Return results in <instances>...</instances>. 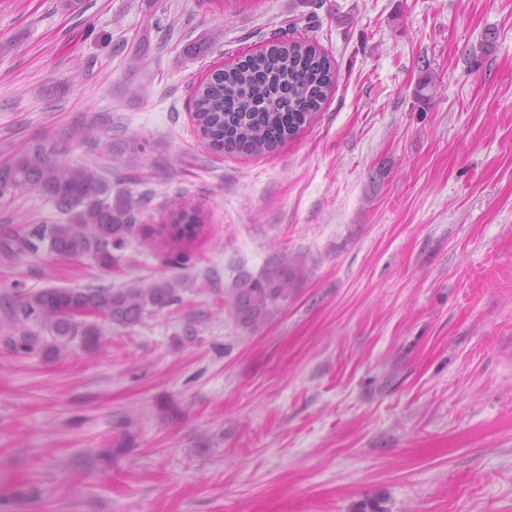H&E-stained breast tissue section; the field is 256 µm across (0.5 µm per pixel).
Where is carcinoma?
<instances>
[{
  "mask_svg": "<svg viewBox=\"0 0 512 512\" xmlns=\"http://www.w3.org/2000/svg\"><path fill=\"white\" fill-rule=\"evenodd\" d=\"M149 24H144L129 49L133 65L149 54ZM336 82L331 60L315 45L277 35L261 51L244 56L234 66L216 69L191 96L197 136L216 153L263 155L295 137L313 118ZM79 139L107 153L114 144L101 141L96 128L84 126ZM32 189L51 200L67 216L56 224H31L0 232V255L14 257L35 252L39 245L61 258L88 256L108 271L117 262L113 251L124 247L139 216L151 201L147 193L133 195L114 188L93 164H76L54 134L32 139L10 162L0 165V198ZM203 226L200 212L180 205L164 227L169 242L191 243ZM309 276L299 255L276 253L257 275L242 271L224 291V306L235 322L254 329L288 301ZM185 280L174 278L119 288H19L0 293V320L5 335L0 342L16 353H30L43 337L45 355H57L74 341L89 355L103 350L108 340L104 325L131 329L182 301ZM92 321H87V318ZM126 449L121 438L101 449L98 458L109 464Z\"/></svg>",
  "mask_w": 512,
  "mask_h": 512,
  "instance_id": "cac0c4a2",
  "label": "carcinoma"
}]
</instances>
